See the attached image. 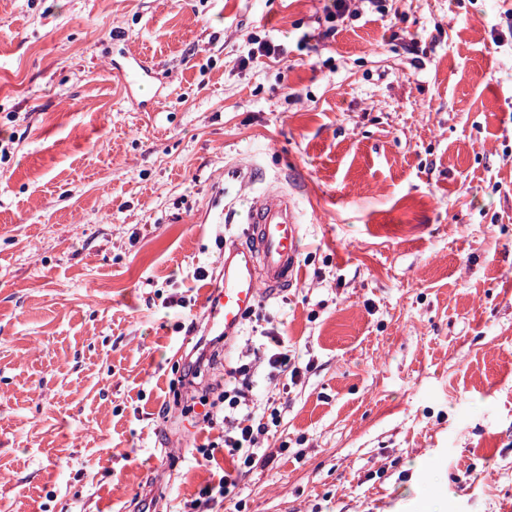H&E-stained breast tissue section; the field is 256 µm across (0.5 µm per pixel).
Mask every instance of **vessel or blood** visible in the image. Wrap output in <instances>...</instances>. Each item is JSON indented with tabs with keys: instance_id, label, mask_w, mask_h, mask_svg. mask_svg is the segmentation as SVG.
I'll list each match as a JSON object with an SVG mask.
<instances>
[{
	"instance_id": "b4317fda",
	"label": "vessel or blood",
	"mask_w": 512,
	"mask_h": 512,
	"mask_svg": "<svg viewBox=\"0 0 512 512\" xmlns=\"http://www.w3.org/2000/svg\"><path fill=\"white\" fill-rule=\"evenodd\" d=\"M303 224L286 187L272 183L251 198L243 239L225 247L224 267L203 295L210 335H238L263 294H276L299 279Z\"/></svg>"
}]
</instances>
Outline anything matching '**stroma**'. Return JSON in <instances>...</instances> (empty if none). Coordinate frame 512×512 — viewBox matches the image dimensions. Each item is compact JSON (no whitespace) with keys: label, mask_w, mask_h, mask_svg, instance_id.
Instances as JSON below:
<instances>
[{"label":"stroma","mask_w":512,"mask_h":512,"mask_svg":"<svg viewBox=\"0 0 512 512\" xmlns=\"http://www.w3.org/2000/svg\"><path fill=\"white\" fill-rule=\"evenodd\" d=\"M383 3L322 41V0H0V512L196 497L182 340L283 175L301 280L197 383L257 328L311 370L252 363L274 460L214 512H512V0Z\"/></svg>","instance_id":"stroma-1"}]
</instances>
